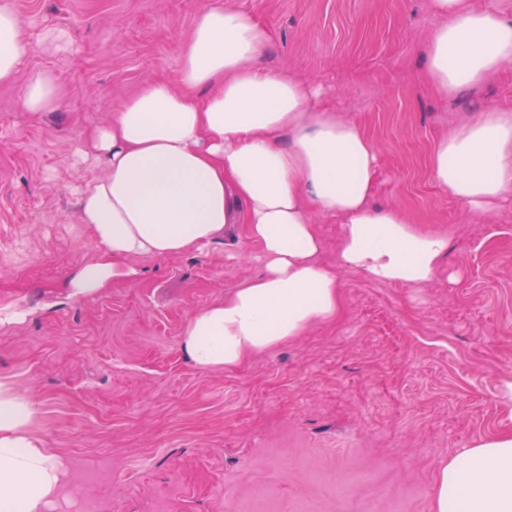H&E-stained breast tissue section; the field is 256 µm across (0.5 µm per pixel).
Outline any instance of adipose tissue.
Instances as JSON below:
<instances>
[{"label": "adipose tissue", "mask_w": 512, "mask_h": 512, "mask_svg": "<svg viewBox=\"0 0 512 512\" xmlns=\"http://www.w3.org/2000/svg\"><path fill=\"white\" fill-rule=\"evenodd\" d=\"M438 23L427 82L456 96L512 66V22L495 0H430ZM269 29L234 0L195 15L181 52L182 89L143 86L99 126L83 156L104 174L78 191L80 221L98 246L67 283L84 297L137 277L130 261L168 257L246 225L264 271L195 314L182 349L199 369L239 365L335 318L336 271L320 261L316 216L340 224L337 266L370 282L421 288L437 276L448 238L418 229L395 206L374 204L378 148L362 125L323 105L321 86L270 70ZM32 51L0 0V84ZM65 92L34 74L25 111L59 109ZM429 177L478 210L512 200V108L484 109L435 142ZM35 404L0 383V512H44L62 465L34 429ZM433 512H512V430L459 449L438 471Z\"/></svg>", "instance_id": "adipose-tissue-1"}]
</instances>
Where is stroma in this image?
<instances>
[{"label":"stroma","instance_id":"35a3bbf8","mask_svg":"<svg viewBox=\"0 0 512 512\" xmlns=\"http://www.w3.org/2000/svg\"><path fill=\"white\" fill-rule=\"evenodd\" d=\"M33 52L0 85V382L29 394L65 477L47 512H432L440 465L512 427V206L478 212L428 176L432 147L478 107L512 104V71L454 97L424 78L429 0H236L271 31L264 62L322 86L379 149L375 200L448 237L423 288L339 274L333 320L231 369L181 349L191 316L263 272L230 224L205 248L138 257L136 280L70 297L96 252L79 147L144 85H181L211 0H8ZM70 36L44 49L46 30ZM48 70L65 100L26 112Z\"/></svg>","mask_w":512,"mask_h":512}]
</instances>
